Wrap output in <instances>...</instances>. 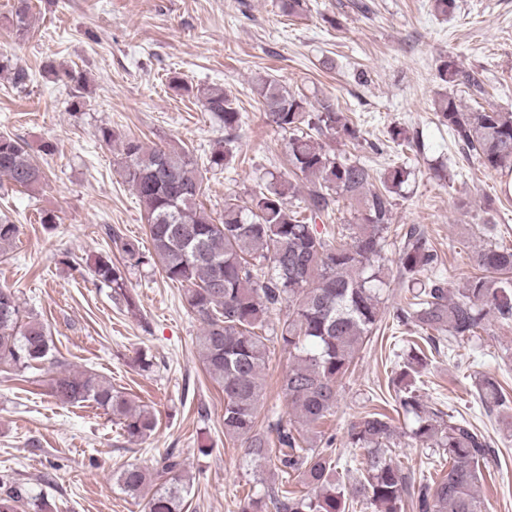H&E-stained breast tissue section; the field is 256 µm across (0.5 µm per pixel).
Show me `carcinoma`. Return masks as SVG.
Here are the masks:
<instances>
[{
	"mask_svg": "<svg viewBox=\"0 0 512 512\" xmlns=\"http://www.w3.org/2000/svg\"><path fill=\"white\" fill-rule=\"evenodd\" d=\"M33 6L16 0L15 24L24 31ZM13 71V81L27 84L28 71L0 55V72ZM48 73L81 88V71ZM444 83L479 88L474 72L452 60L437 69ZM255 91L266 122L289 134L288 176L271 180L249 200L224 198V211L215 217L200 202L203 176L189 149L180 145H147L99 128L102 142L118 144L121 169L140 205L150 248L105 227L106 236L122 254L114 262L108 253L89 261L96 280L112 289L127 308L136 307L127 289L129 270L150 265L184 286L188 313L201 326L198 351L208 377L224 393V438L241 442L244 455L260 470L281 476L266 504L250 498L241 512H348L358 501L378 512H402L411 500L418 512H486L478 496L483 478L480 461L489 445L469 419L425 404L415 393L414 375L425 364L418 346L409 348L391 385L400 406L413 417L408 437L422 448H439L448 456V469L435 478L412 484L392 456L396 426L387 413L372 410L352 422L346 447L362 450L361 477L348 488L336 480L338 460L321 447L313 429L336 412L341 381L350 373L360 347L375 335L385 316L381 292L388 287L386 252L395 206L394 195L411 171L394 165L371 186V168L358 159L341 157L325 138L343 135L359 139L358 125L329 98H309L261 77ZM205 111L224 126V142L211 149L208 165L224 169L232 161L226 148L242 128L237 98L218 84L196 87ZM437 115L448 126L465 154L485 168L512 173V112L494 107L469 110L452 96L438 102ZM0 177L28 191L41 188L46 172L35 164L25 143L0 135ZM345 200L351 221L317 229L316 218ZM485 244L473 252L474 272L457 294L436 275L442 258L425 230L413 225L401 236L396 266L408 288L406 305L394 312L396 325L413 326L430 347L446 337L459 344L481 337L491 319L512 324V248L499 244L498 224L480 225ZM20 234L19 225L0 217V257L9 254ZM288 314L273 335L266 329L273 312ZM277 342L290 364L281 390L288 407L305 426L301 431L281 418L257 428L263 396V373ZM46 326L26 310L18 294L0 287V365L24 372L44 365L54 368L50 393L63 404L93 402L110 415L129 442L143 441L155 429L149 409H137L112 384L92 373H73L56 355ZM478 399L488 412L512 408V393L494 375L476 384ZM295 478L309 488L299 495L288 488ZM131 497L145 487L154 489L149 512H182L190 481L180 457L167 453L152 470L128 465L117 476ZM47 500L23 484L0 480V512H48Z\"/></svg>",
	"mask_w": 512,
	"mask_h": 512,
	"instance_id": "obj_1",
	"label": "carcinoma"
}]
</instances>
